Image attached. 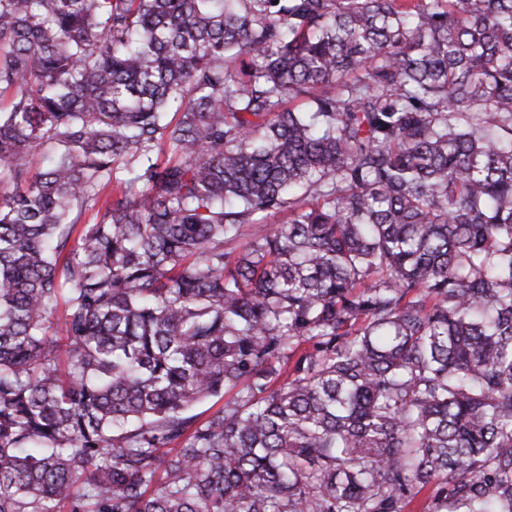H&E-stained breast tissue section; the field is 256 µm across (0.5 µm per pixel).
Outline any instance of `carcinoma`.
<instances>
[{
	"mask_svg": "<svg viewBox=\"0 0 512 512\" xmlns=\"http://www.w3.org/2000/svg\"><path fill=\"white\" fill-rule=\"evenodd\" d=\"M416 502L512 512V0H0V512Z\"/></svg>",
	"mask_w": 512,
	"mask_h": 512,
	"instance_id": "cac0c4a2",
	"label": "carcinoma"
}]
</instances>
